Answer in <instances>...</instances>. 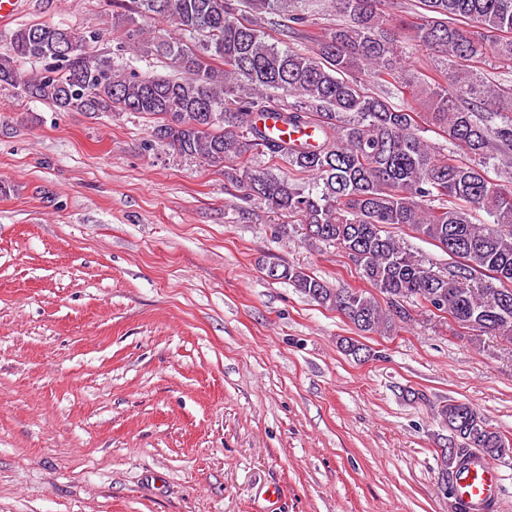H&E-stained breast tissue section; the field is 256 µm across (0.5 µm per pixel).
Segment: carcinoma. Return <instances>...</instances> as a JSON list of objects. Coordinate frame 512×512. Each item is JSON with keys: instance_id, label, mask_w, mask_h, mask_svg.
Masks as SVG:
<instances>
[{"instance_id": "obj_1", "label": "carcinoma", "mask_w": 512, "mask_h": 512, "mask_svg": "<svg viewBox=\"0 0 512 512\" xmlns=\"http://www.w3.org/2000/svg\"><path fill=\"white\" fill-rule=\"evenodd\" d=\"M125 47L164 60L168 74L141 75L96 53L97 32L53 24L16 30L0 53V88L58 112H133L158 119L152 137L182 156L224 169L267 207L293 218L311 243L334 245L367 288H335L300 266L271 264L278 280L334 309L368 334L391 336L412 320L405 302L436 308L475 336L512 341V180L486 172L491 156L512 150V85L480 76L492 55L512 63V0H420L417 46L442 63V80L415 78L405 51L377 11V0H331L344 21L294 50L257 28L292 13L293 0H132ZM173 32L146 36L148 22ZM42 62L25 77L21 62ZM385 87L382 93L371 84ZM294 101H288V98ZM274 118L275 133L260 124ZM436 129L466 155L428 144ZM312 129L301 146L285 131ZM264 155L288 168L249 165ZM303 174L312 181L300 182ZM483 212L489 221L480 222ZM406 227L453 259L445 272L402 246ZM454 452H436L446 496L469 512L454 479L474 456L512 453L484 414L465 401L440 409Z\"/></svg>"}]
</instances>
